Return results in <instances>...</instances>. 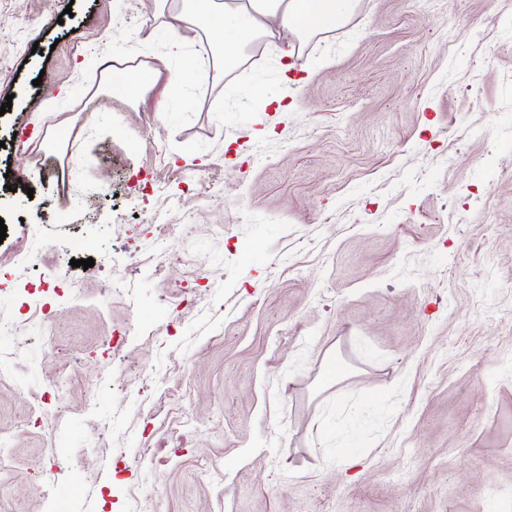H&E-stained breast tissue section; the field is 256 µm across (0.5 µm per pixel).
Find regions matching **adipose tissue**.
<instances>
[{
    "mask_svg": "<svg viewBox=\"0 0 512 512\" xmlns=\"http://www.w3.org/2000/svg\"><path fill=\"white\" fill-rule=\"evenodd\" d=\"M352 8L353 0H154L156 16L173 15L196 38L194 56L171 77L176 86L202 72L221 80L251 45L284 33L291 39L282 48V57L299 60L298 40L336 30ZM215 29L222 33L217 43L210 38Z\"/></svg>",
    "mask_w": 512,
    "mask_h": 512,
    "instance_id": "obj_1",
    "label": "adipose tissue"
}]
</instances>
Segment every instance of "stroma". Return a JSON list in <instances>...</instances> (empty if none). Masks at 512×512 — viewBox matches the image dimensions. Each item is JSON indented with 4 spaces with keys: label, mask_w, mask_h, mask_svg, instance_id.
Instances as JSON below:
<instances>
[{
    "label": "stroma",
    "mask_w": 512,
    "mask_h": 512,
    "mask_svg": "<svg viewBox=\"0 0 512 512\" xmlns=\"http://www.w3.org/2000/svg\"><path fill=\"white\" fill-rule=\"evenodd\" d=\"M169 40L151 0H0V500L512 512V0H354L299 70L178 89ZM115 59L161 72L113 97Z\"/></svg>",
    "instance_id": "stroma-1"
}]
</instances>
